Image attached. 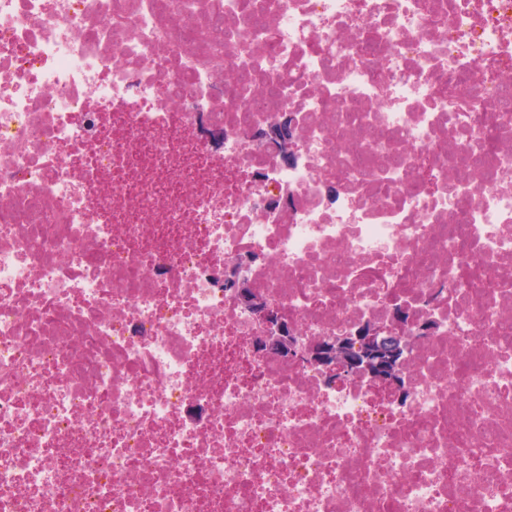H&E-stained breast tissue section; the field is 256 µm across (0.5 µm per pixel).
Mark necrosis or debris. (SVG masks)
Listing matches in <instances>:
<instances>
[{
  "instance_id": "obj_1",
  "label": "necrosis or debris",
  "mask_w": 512,
  "mask_h": 512,
  "mask_svg": "<svg viewBox=\"0 0 512 512\" xmlns=\"http://www.w3.org/2000/svg\"><path fill=\"white\" fill-rule=\"evenodd\" d=\"M181 4L0 0V512H512V0ZM237 255L432 323L407 398L256 350ZM292 123V116L284 113L257 134V140L260 144L274 148L285 161L289 162L294 159L290 137Z\"/></svg>"
}]
</instances>
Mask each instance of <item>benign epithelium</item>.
Listing matches in <instances>:
<instances>
[{
	"mask_svg": "<svg viewBox=\"0 0 512 512\" xmlns=\"http://www.w3.org/2000/svg\"><path fill=\"white\" fill-rule=\"evenodd\" d=\"M292 123V116L284 113L257 134L259 143L274 148L289 162L294 159L290 137ZM248 265L245 256L229 262L224 267V279L261 331L255 339L257 349L300 359L328 377L350 380L363 374L374 381L399 385L398 365L413 347L416 336L397 333L389 336L386 329L368 323L357 330L306 340L285 320L271 313L265 300L253 290L247 276Z\"/></svg>",
	"mask_w": 512,
	"mask_h": 512,
	"instance_id": "1",
	"label": "benign epithelium"
}]
</instances>
